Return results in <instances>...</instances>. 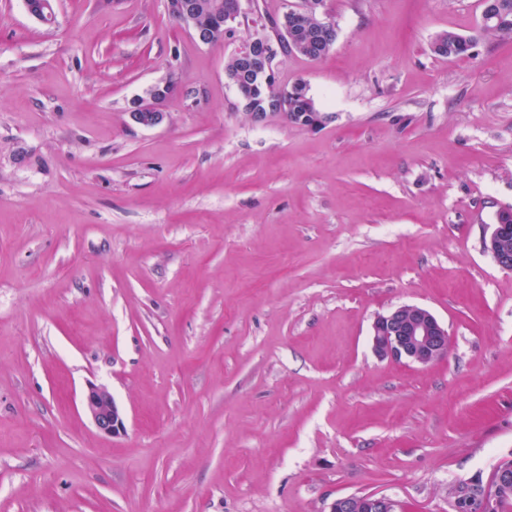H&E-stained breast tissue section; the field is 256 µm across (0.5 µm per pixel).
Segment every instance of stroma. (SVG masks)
Segmentation results:
<instances>
[{
  "mask_svg": "<svg viewBox=\"0 0 512 512\" xmlns=\"http://www.w3.org/2000/svg\"><path fill=\"white\" fill-rule=\"evenodd\" d=\"M328 56L279 57L330 120L253 124L166 0H0V512H453L512 455V40L481 0H328ZM177 73L164 122L129 109ZM404 304L447 328L378 358ZM106 386L126 433L81 409ZM505 11L498 25L480 24L477 36L465 37L453 31L439 34L431 45L434 54L448 58L473 57V49L480 37H496L502 40L512 39V0H497ZM497 218L509 224H494L490 234L483 240V248L499 269L512 272V254L509 255L503 246V237L512 232V211L510 210V214L505 211L497 213ZM448 345L447 328L421 306L401 305L377 315L372 324L371 347L380 359L427 367L448 355ZM402 504L387 495L350 494L335 499L328 512H399Z\"/></svg>",
  "mask_w": 512,
  "mask_h": 512,
  "instance_id": "obj_1",
  "label": "stroma"
}]
</instances>
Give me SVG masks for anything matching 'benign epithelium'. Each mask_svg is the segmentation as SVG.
I'll use <instances>...</instances> for the list:
<instances>
[{
  "instance_id": "1",
  "label": "benign epithelium",
  "mask_w": 512,
  "mask_h": 512,
  "mask_svg": "<svg viewBox=\"0 0 512 512\" xmlns=\"http://www.w3.org/2000/svg\"><path fill=\"white\" fill-rule=\"evenodd\" d=\"M27 13L40 22L54 17L53 0H24ZM174 9L204 45L214 44L213 28L197 22L198 10L194 0H176ZM251 38L238 49L245 65L263 83L274 80L275 64L280 56V39L266 19L253 24ZM175 80L151 86L146 97L133 102L131 119L143 128L160 125L165 116V103ZM512 233V224H495L483 240L484 251L491 255L496 266L512 272V254L503 246V237ZM448 329L428 309L417 305H401L375 317L371 331V347L377 357L402 362L409 366L427 367L448 355ZM83 410L99 433L119 437L126 431L124 416L111 392L102 385H91L84 394ZM476 495L466 502L468 512H497L500 499L512 492V458L500 460L488 478H473ZM402 504L387 495L350 494L335 499L329 512H401Z\"/></svg>"
}]
</instances>
